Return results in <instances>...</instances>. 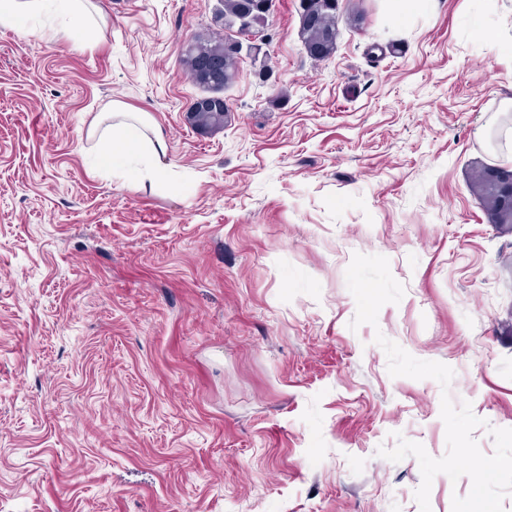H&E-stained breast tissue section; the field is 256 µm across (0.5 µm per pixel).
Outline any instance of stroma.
I'll return each instance as SVG.
<instances>
[{"instance_id":"1","label":"stroma","mask_w":512,"mask_h":512,"mask_svg":"<svg viewBox=\"0 0 512 512\" xmlns=\"http://www.w3.org/2000/svg\"><path fill=\"white\" fill-rule=\"evenodd\" d=\"M93 2L90 47L0 28V512H420L417 459L379 447L443 456L446 393L484 454L512 428V234L469 185L507 163L512 0H339L320 62L274 0L212 133L182 53L220 0ZM112 101L163 177L99 166ZM357 253L405 291L353 330ZM379 334L449 388L391 376ZM212 98H220L223 101V98L218 96L213 97H199L196 98L190 105L187 111V118L191 119V117L195 114V112L199 113L194 116L193 119V125L198 130H208V131H214L220 129L221 122H223L222 116L220 114L212 113L211 112H223L224 113V121L227 118V112H229L227 106L224 103L218 102L215 106H210L206 108H199L205 104V101H208ZM198 108V109H197ZM197 109V110H196ZM196 110V111H195ZM195 111V112H194ZM93 129L101 136L110 133L112 138V165L116 158L134 160L148 152L154 160V170H161L160 160L165 153V140L161 129L154 127L145 112H128L121 102L112 101L107 112L100 113Z\"/></svg>"}]
</instances>
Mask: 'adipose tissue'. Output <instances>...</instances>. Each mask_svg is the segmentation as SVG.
<instances>
[{
  "mask_svg": "<svg viewBox=\"0 0 512 512\" xmlns=\"http://www.w3.org/2000/svg\"><path fill=\"white\" fill-rule=\"evenodd\" d=\"M27 18L45 24L59 21L64 36L77 46L104 36V23L90 0H0L1 27L19 28ZM97 123L112 138V151L102 155V164H110L115 157L134 160L146 153L158 161L165 153L163 132L149 122L146 113L127 111L122 103L114 102Z\"/></svg>",
  "mask_w": 512,
  "mask_h": 512,
  "instance_id": "ef3b65f1",
  "label": "adipose tissue"
}]
</instances>
